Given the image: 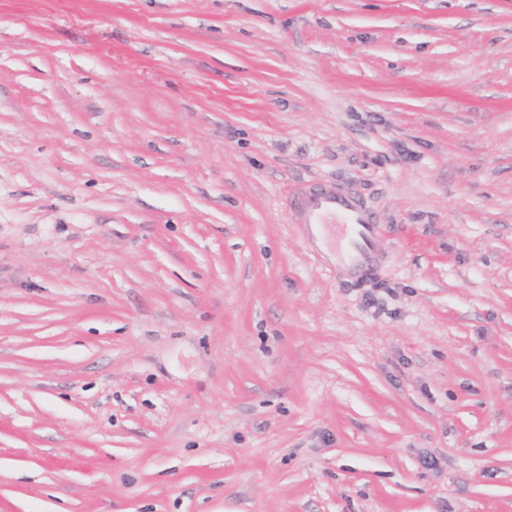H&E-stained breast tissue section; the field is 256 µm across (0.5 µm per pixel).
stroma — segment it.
Instances as JSON below:
<instances>
[{
    "label": "stroma",
    "mask_w": 512,
    "mask_h": 512,
    "mask_svg": "<svg viewBox=\"0 0 512 512\" xmlns=\"http://www.w3.org/2000/svg\"><path fill=\"white\" fill-rule=\"evenodd\" d=\"M0 512H512V0H0ZM290 208L314 247L320 248L321 241L336 252L337 271L355 281L372 275L381 250L378 224L354 192L336 183L303 186L294 192Z\"/></svg>",
    "instance_id": "stroma-1"
}]
</instances>
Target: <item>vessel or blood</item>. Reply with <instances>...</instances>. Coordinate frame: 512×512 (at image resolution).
Segmentation results:
<instances>
[{
	"label": "vessel or blood",
	"mask_w": 512,
	"mask_h": 512,
	"mask_svg": "<svg viewBox=\"0 0 512 512\" xmlns=\"http://www.w3.org/2000/svg\"><path fill=\"white\" fill-rule=\"evenodd\" d=\"M291 211L309 228L311 242L335 251L337 271L356 281L371 276L381 250L378 224L354 192L335 183L303 186L293 195Z\"/></svg>",
	"instance_id": "b4317fda"
}]
</instances>
